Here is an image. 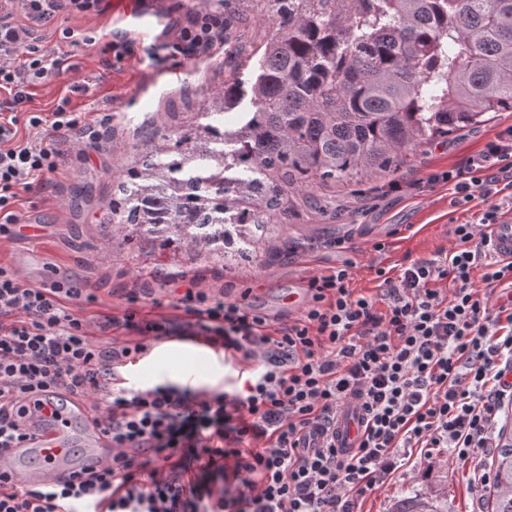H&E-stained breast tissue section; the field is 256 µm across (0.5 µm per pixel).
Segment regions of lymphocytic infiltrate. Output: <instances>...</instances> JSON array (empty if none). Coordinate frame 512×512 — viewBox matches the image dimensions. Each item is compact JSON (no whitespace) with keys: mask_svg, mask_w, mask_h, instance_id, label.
Listing matches in <instances>:
<instances>
[{"mask_svg":"<svg viewBox=\"0 0 512 512\" xmlns=\"http://www.w3.org/2000/svg\"><path fill=\"white\" fill-rule=\"evenodd\" d=\"M10 3L45 20L63 6L98 11L101 0ZM50 72L30 28L0 17V89L9 92L0 101V236L14 232L19 189L53 174L63 138L85 126L63 104L20 117L30 86ZM21 122L34 137L18 139ZM427 181L450 186L451 206L486 204L475 223L454 225L451 251L373 264L374 295L351 288L356 263L345 259L310 276L305 306L277 325L248 294L228 299L192 281L182 320L159 313L156 300L86 317L76 311L94 301L84 289L64 279L26 287L0 265V512H354L409 449L463 457L490 447L512 371V303L493 306L489 296L512 288V263L495 259L487 230L512 211V126ZM114 329L124 338L105 340ZM168 336L238 357L249 368L244 389L116 383L115 368ZM46 390L89 401L112 459L30 488L9 467V450L26 437L14 409ZM350 408L363 430L347 452L331 432Z\"/></svg>","mask_w":512,"mask_h":512,"instance_id":"obj_1","label":"lymphocytic infiltrate"}]
</instances>
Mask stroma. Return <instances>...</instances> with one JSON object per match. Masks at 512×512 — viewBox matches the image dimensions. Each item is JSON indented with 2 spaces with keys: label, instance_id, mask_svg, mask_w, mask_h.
<instances>
[{
  "label": "stroma",
  "instance_id": "1",
  "mask_svg": "<svg viewBox=\"0 0 512 512\" xmlns=\"http://www.w3.org/2000/svg\"><path fill=\"white\" fill-rule=\"evenodd\" d=\"M165 2L167 16L155 30L154 52L143 55L133 41L120 62L109 47L110 32L117 27L112 0H102L100 14L75 15L63 9L36 27L41 45L55 50L57 66L52 77L32 88L26 110L49 113L69 98L70 109L82 113L93 134L71 135L50 179L34 182L18 195L19 220L47 227L44 236L33 240L0 236V264L15 269L21 284L36 287L66 278L95 296L96 309L117 313L135 295L150 293L163 304L172 303L169 276L183 273L208 291L231 297L249 292L254 305L277 323L292 314L284 295L302 291L320 270L352 258L358 263L353 288L372 294L377 284L368 269L371 262L389 265L407 255L433 257L448 250L453 225L475 220L481 201L451 207L447 186L429 184L427 177L463 164L495 133L512 125V112L414 150L399 174L402 191H389L387 179L378 178L358 187L316 185L290 199L277 255L261 249L248 261L220 262L196 246L169 254L160 266L149 250H130L121 230L108 220L122 172L156 134L200 122L206 99L226 79L248 76L247 69L227 61L223 42L194 53L179 47L181 31L199 15L223 19L224 8L217 0H197L191 7L185 0ZM67 29L89 32L96 41L71 46L63 36ZM128 86L134 92L127 96L123 90ZM87 184L91 192L75 197V189ZM336 241L344 242L348 253L334 250ZM380 241L389 246L386 254L372 249ZM196 357L189 344L177 352L154 351L128 376L135 384H165L175 370L193 391L220 392L237 385L238 370L223 355L211 357L198 372L193 369ZM494 454V449L477 448L461 458L448 448L411 449L403 466L359 499L356 510L390 512L409 491L434 488L444 493L448 512H491L478 477L489 471Z\"/></svg>",
  "mask_w": 512,
  "mask_h": 512
}]
</instances>
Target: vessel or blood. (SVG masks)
Returning a JSON list of instances; mask_svg holds the SVG:
<instances>
[{
	"instance_id": "obj_1",
	"label": "vessel or blood",
	"mask_w": 512,
	"mask_h": 512,
	"mask_svg": "<svg viewBox=\"0 0 512 512\" xmlns=\"http://www.w3.org/2000/svg\"><path fill=\"white\" fill-rule=\"evenodd\" d=\"M116 2L121 23L117 35L122 40L131 39L143 30L149 13L140 0ZM489 237L497 259L512 262V215L493 225ZM21 406L28 436L20 447L11 449L9 464L27 484L99 466L109 458L110 442L80 400L64 392H39L25 397ZM358 426V417L345 412L336 425L337 445L353 446Z\"/></svg>"
}]
</instances>
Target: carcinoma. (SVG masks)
<instances>
[{"label": "carcinoma", "instance_id": "carcinoma-1", "mask_svg": "<svg viewBox=\"0 0 512 512\" xmlns=\"http://www.w3.org/2000/svg\"><path fill=\"white\" fill-rule=\"evenodd\" d=\"M224 31L252 0H218ZM273 27L224 81L207 123L163 137L116 185L129 248L157 260L186 234L224 256L249 254L316 183L397 175L414 148L512 112V0H261ZM489 489L512 512V435L499 436ZM432 490L394 512H444Z\"/></svg>", "mask_w": 512, "mask_h": 512}]
</instances>
